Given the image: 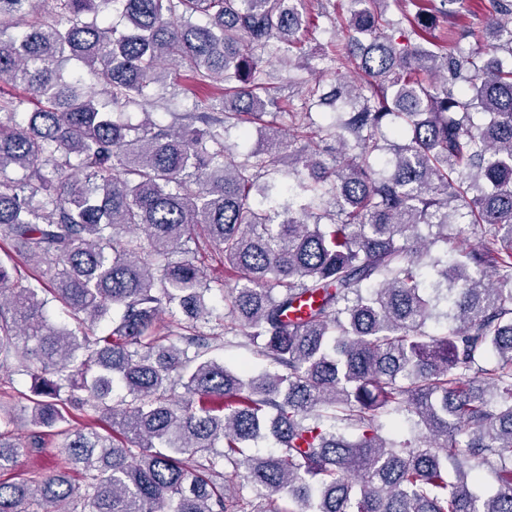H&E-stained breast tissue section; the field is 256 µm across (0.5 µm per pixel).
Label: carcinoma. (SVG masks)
I'll use <instances>...</instances> for the list:
<instances>
[{
	"mask_svg": "<svg viewBox=\"0 0 512 512\" xmlns=\"http://www.w3.org/2000/svg\"><path fill=\"white\" fill-rule=\"evenodd\" d=\"M32 2L0 0V84L43 103L0 99V239L49 286L0 262V372L32 379L23 442L0 391V472L50 439L61 462L1 480L0 512H512V0L483 6L481 65L434 35L466 0H411L404 27L349 0L336 61L363 81L306 86L328 125L290 110L288 139L236 158L224 130L264 123L258 52L292 46L303 0ZM173 66L211 95L161 125ZM450 224L478 241L448 247ZM46 293L105 330L49 323ZM234 344L265 369L213 356ZM384 413L413 427L389 438ZM265 428L277 450L248 453ZM204 271L206 273V278L208 282H210L211 286L213 287V296L215 299V306L217 308L218 312L224 311V303L225 301L222 299V295H227V288H225V278L227 280V275H225L224 272V261L222 262L217 258L210 259V257H206L204 262ZM224 284V292H220L219 289L222 287L221 285Z\"/></svg>",
	"mask_w": 512,
	"mask_h": 512,
	"instance_id": "1",
	"label": "carcinoma"
}]
</instances>
